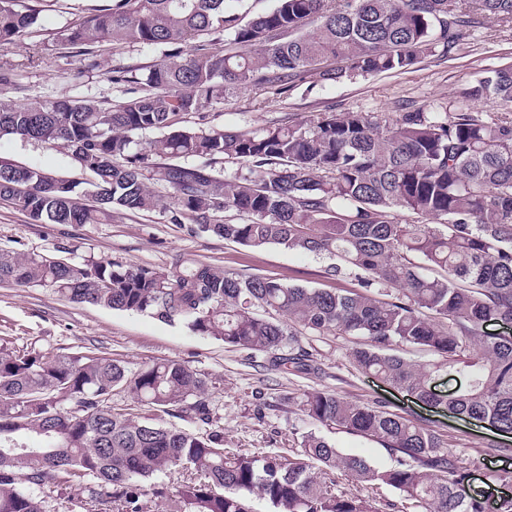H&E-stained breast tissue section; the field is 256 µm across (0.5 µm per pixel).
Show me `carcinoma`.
<instances>
[{"instance_id": "obj_1", "label": "carcinoma", "mask_w": 512, "mask_h": 512, "mask_svg": "<svg viewBox=\"0 0 512 512\" xmlns=\"http://www.w3.org/2000/svg\"><path fill=\"white\" fill-rule=\"evenodd\" d=\"M41 0H0V47L36 24ZM512 22V0H276L242 24L224 0H111L76 15L56 44L97 65L105 41L163 47L135 95L0 101V135L71 150L80 181L0 160V201L39 224H107L116 211L171 214L175 224L247 247L283 246L334 260L352 288H307L240 274L176 253L167 268L91 255L77 261L0 249V283L42 288L75 303L146 314L252 357L262 367L315 374L300 337L348 336L350 363L448 412L512 433V118L420 108L395 117L325 112L255 131L187 128L227 96L257 89L288 97L296 83L401 72L444 57L482 19ZM312 27L307 33L305 29ZM214 38L185 53L182 43ZM234 50L221 48L224 35ZM512 104V67L466 93ZM155 132L142 148L136 137ZM239 160L246 170L216 168ZM405 210L438 224H400ZM414 347L439 360L416 364ZM465 385L441 399L439 374ZM216 379L179 360L131 375L86 352L0 348V512H44L31 487L69 492L84 512H146L168 487L143 482L178 470L180 512H249L248 496L277 512H383L336 488L333 474L386 485L414 512H488L472 470L430 429L333 390L302 394L314 421L373 439L391 465L376 468L310 430L290 453L224 447L204 434L141 421L112 406L121 394L170 417L210 425Z\"/></svg>"}]
</instances>
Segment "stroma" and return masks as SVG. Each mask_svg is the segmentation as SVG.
<instances>
[{
    "mask_svg": "<svg viewBox=\"0 0 512 512\" xmlns=\"http://www.w3.org/2000/svg\"><path fill=\"white\" fill-rule=\"evenodd\" d=\"M110 0H44L45 7L29 34L0 48V69L12 71L17 85H0V99L15 103L44 99L93 97L101 101L124 98L123 85L113 83L120 66L146 68L161 50L135 45L103 44L95 69H85L71 54L56 47L54 38L72 14L96 9ZM512 64V23L482 21L445 59L428 57L408 70L321 83L298 84L286 100H268L258 91H243L214 104L197 123L253 131L271 122L291 124L319 112H372L389 115L405 108L432 109L461 102L463 92L487 72ZM0 158L45 172L79 178L68 149L18 137L0 138ZM75 245L80 255L118 257L132 264L168 266L173 254L186 252L224 269L260 274L287 284L317 288L351 287L350 277L327 279L322 256L281 246L249 248L174 224L164 210L122 212L108 224H35L11 204L0 202V249L55 254L58 247ZM302 344L321 371L316 375L285 373L257 367L246 352L223 342L197 336L185 326L150 316L69 302L38 288L0 284V345L41 352L93 351L122 361L128 372L164 359H177L218 384L209 398L214 423L224 430V445L247 451L286 452L299 447L300 437L315 431L372 465L385 467L390 459L373 440L343 434L313 422L297 399L306 391L328 389L360 402H380L387 409L434 429L462 459L512 469V458L489 454L490 446L512 447V437L407 401L400 391L377 377L358 372L339 336H306Z\"/></svg>",
    "mask_w": 512,
    "mask_h": 512,
    "instance_id": "stroma-1",
    "label": "stroma"
}]
</instances>
